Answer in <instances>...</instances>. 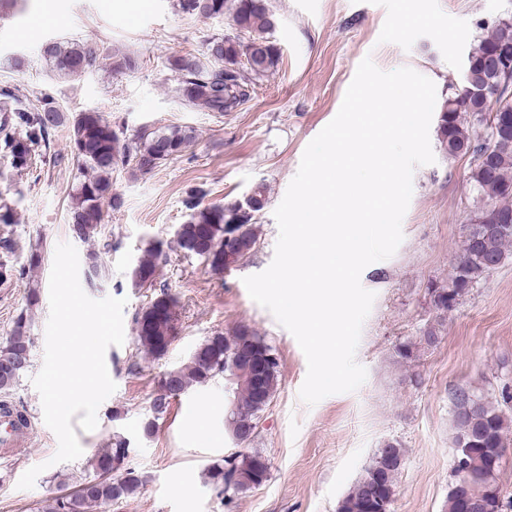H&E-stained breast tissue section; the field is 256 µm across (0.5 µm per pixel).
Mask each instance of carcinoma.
<instances>
[{"label":"carcinoma","instance_id":"carcinoma-1","mask_svg":"<svg viewBox=\"0 0 512 512\" xmlns=\"http://www.w3.org/2000/svg\"><path fill=\"white\" fill-rule=\"evenodd\" d=\"M174 7L187 15L210 18L231 10L236 35H214L207 40L200 57L174 56L169 65L180 75L176 96L184 105L202 106L211 112H230L249 100L254 81L274 70L279 62L276 45L266 36L271 27L264 0H174ZM512 48V15L501 18L493 30L477 40L469 52L462 86L448 85V93L439 110L436 136L450 157L470 156L469 184L481 205L475 214L456 260L448 286L437 288L433 304L438 312L448 301L459 299L479 282L481 276L498 266L512 247V84L508 70L512 57L502 59L497 52ZM45 53L59 71L83 72L94 66L98 49L73 43L67 47L49 45ZM66 117L54 98L44 95L41 107L28 109L25 95L18 88L0 89V159L17 170H27L46 158L45 150L57 128ZM476 123L485 129L484 137L474 139L466 126ZM190 139L189 133L171 128L144 131L133 139H121L112 122L98 112H81L72 124L71 154L77 164L92 171L80 183L71 198L73 238L88 242L101 232L103 203L121 207V198L112 193V170L136 160V170L147 172L162 161L179 156ZM266 204L263 187H256L242 201L228 202L224 207L203 208L196 197L185 201L191 211L182 225L178 239L181 249L209 262L214 270H223L244 260L258 241L256 215ZM205 225L210 234L202 240L197 228ZM163 256L162 244L145 251L134 269L139 286L154 285L158 261ZM40 253L33 251L28 265L0 261V282L22 279L27 269L35 267ZM99 253L86 256L85 280L92 285L101 275ZM40 294L30 289L28 308L14 320V326L0 345V393L7 394L30 366L33 346L31 318L28 310L39 304ZM161 307L166 318L158 321L152 311ZM177 302L166 289H161L149 307L135 316L137 339L141 348L153 357H161L168 348L162 337L175 332ZM272 355L274 350L257 332L239 324L232 333H217L200 345V350L163 377L152 409L161 416L167 412L171 391L184 393L194 385L224 377L225 388L236 402L237 412L224 422V429L238 441L257 425L259 414L274 397L279 381V363L274 361L263 372L264 398H256L252 382L244 374H232L230 361L240 355ZM456 439L480 436L472 462L479 465L508 447L509 422L485 397L464 392L454 395ZM130 452L127 440L116 435L111 447L101 449L90 460V474L59 484L70 488L66 498L55 496L44 500L37 512H97L127 498L143 485V477L131 468L116 479L106 475L116 460L125 461ZM401 466L378 471L376 462L366 469L363 481L357 483L341 501L338 512H389L395 492V481ZM269 476L268 459L259 451L239 452L214 463L206 470L208 483L218 494L230 500L234 496L261 486Z\"/></svg>","mask_w":512,"mask_h":512}]
</instances>
